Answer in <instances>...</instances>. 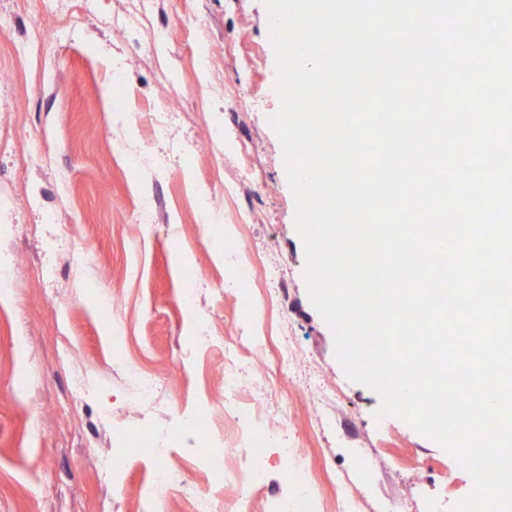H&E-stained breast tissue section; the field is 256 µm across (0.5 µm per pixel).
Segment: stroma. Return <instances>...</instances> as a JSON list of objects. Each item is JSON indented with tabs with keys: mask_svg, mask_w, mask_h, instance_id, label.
I'll use <instances>...</instances> for the list:
<instances>
[{
	"mask_svg": "<svg viewBox=\"0 0 512 512\" xmlns=\"http://www.w3.org/2000/svg\"><path fill=\"white\" fill-rule=\"evenodd\" d=\"M36 27L54 69L16 51ZM275 82L264 0H0V512H305L279 471L287 448L324 479L319 512L335 473L407 512H453L472 491L443 446L377 416L335 356L269 123ZM36 153L48 167L27 164ZM122 352L160 402L136 397ZM236 405L271 437L250 494ZM183 413L222 429L224 483L178 433ZM114 448L127 464L106 478L97 455ZM158 467L173 480L154 485Z\"/></svg>",
	"mask_w": 512,
	"mask_h": 512,
	"instance_id": "1",
	"label": "stroma"
}]
</instances>
